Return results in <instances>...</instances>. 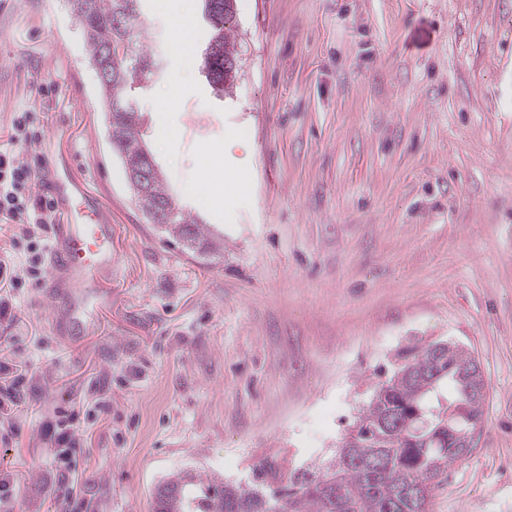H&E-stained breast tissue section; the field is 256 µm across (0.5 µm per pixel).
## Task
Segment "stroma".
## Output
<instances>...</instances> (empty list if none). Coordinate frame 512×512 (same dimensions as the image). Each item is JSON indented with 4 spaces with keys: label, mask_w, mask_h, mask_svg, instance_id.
I'll return each mask as SVG.
<instances>
[{
    "label": "stroma",
    "mask_w": 512,
    "mask_h": 512,
    "mask_svg": "<svg viewBox=\"0 0 512 512\" xmlns=\"http://www.w3.org/2000/svg\"><path fill=\"white\" fill-rule=\"evenodd\" d=\"M140 12L134 47L160 64L133 92L147 148L224 257L164 243L136 207L67 0H8L0 144L34 113L107 204L115 261L78 342L53 327L49 275L13 292L0 353L28 381L0 414V512H152L185 470L243 483L265 455L323 458L397 353L434 341L475 356L487 396L431 512H512V0H236L221 98L179 12ZM60 410L83 430L64 474L41 437Z\"/></svg>",
    "instance_id": "35a3bbf8"
}]
</instances>
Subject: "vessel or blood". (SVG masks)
Here are the masks:
<instances>
[{"label": "vessel or blood", "mask_w": 512, "mask_h": 512, "mask_svg": "<svg viewBox=\"0 0 512 512\" xmlns=\"http://www.w3.org/2000/svg\"><path fill=\"white\" fill-rule=\"evenodd\" d=\"M42 164V190L61 216L53 227L50 252L54 321L80 327L82 307L105 296L103 289L89 288L88 283L112 269V226L107 207L82 184L64 178L51 153H43Z\"/></svg>", "instance_id": "1"}]
</instances>
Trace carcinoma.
<instances>
[{"label": "carcinoma", "mask_w": 512, "mask_h": 512, "mask_svg": "<svg viewBox=\"0 0 512 512\" xmlns=\"http://www.w3.org/2000/svg\"><path fill=\"white\" fill-rule=\"evenodd\" d=\"M140 0H69L89 56L108 52L100 96L106 109L113 152L122 164L152 171L148 187L131 192L146 218L168 206L158 225L186 253L224 257V238L210 224L198 223L168 192L162 172L142 139V116L129 91L150 78L157 63L146 53L129 54L133 30L141 24ZM236 0H216L205 21L206 81L217 96L228 94L237 72V50L230 37ZM387 380L377 384L369 403L325 462L286 469L274 457L250 468L245 485L183 471L155 493L154 512H429L435 481L448 466L471 453L458 447L456 434L478 428L485 395L480 366L458 346L438 342L409 347ZM422 487V496L408 491Z\"/></svg>", "instance_id": "1"}]
</instances>
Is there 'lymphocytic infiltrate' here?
<instances>
[{
    "instance_id": "1",
    "label": "lymphocytic infiltrate",
    "mask_w": 512,
    "mask_h": 512,
    "mask_svg": "<svg viewBox=\"0 0 512 512\" xmlns=\"http://www.w3.org/2000/svg\"><path fill=\"white\" fill-rule=\"evenodd\" d=\"M8 148H0V223L11 225L21 255L0 256V289L18 288L43 274L47 230L56 219L48 197L38 194L42 133L31 113H15Z\"/></svg>"
}]
</instances>
